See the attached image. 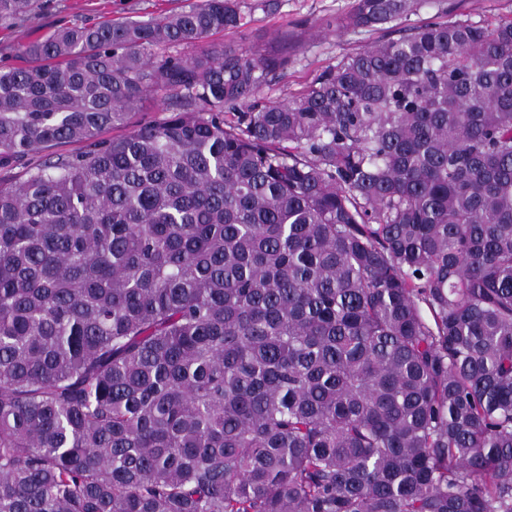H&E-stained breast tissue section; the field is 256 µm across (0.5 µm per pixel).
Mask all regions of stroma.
Masks as SVG:
<instances>
[{"label": "stroma", "instance_id": "obj_1", "mask_svg": "<svg viewBox=\"0 0 512 512\" xmlns=\"http://www.w3.org/2000/svg\"><path fill=\"white\" fill-rule=\"evenodd\" d=\"M195 2L38 0V8L30 19L0 25V66L15 63L22 43L46 35L62 24L84 25L125 18L147 20ZM352 5L353 0H276L275 10L255 11L242 29L207 38L194 46L193 51L198 54L215 46L281 50L288 57V66L263 87L260 96L266 101H282L297 95L323 70L336 67L346 55L400 30L420 25L434 15L490 28L512 21V0H424L415 14L382 29H336L335 19L347 14Z\"/></svg>", "mask_w": 512, "mask_h": 512}]
</instances>
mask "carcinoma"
Wrapping results in <instances>:
<instances>
[{
	"instance_id": "cac0c4a2",
	"label": "carcinoma",
	"mask_w": 512,
	"mask_h": 512,
	"mask_svg": "<svg viewBox=\"0 0 512 512\" xmlns=\"http://www.w3.org/2000/svg\"><path fill=\"white\" fill-rule=\"evenodd\" d=\"M273 6L0 69L1 165L81 144L0 180V512H512V21L435 16L265 103L286 57L163 53ZM162 107L159 101L146 100L139 110L131 112L125 125L107 130L102 134V137L107 139L119 138L128 134L139 125L161 121L169 114L168 112H162Z\"/></svg>"
}]
</instances>
